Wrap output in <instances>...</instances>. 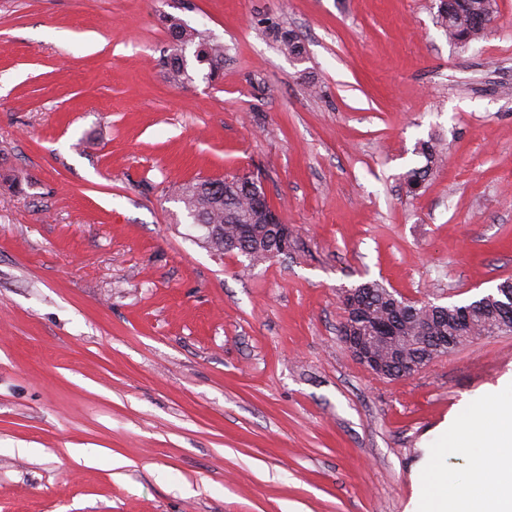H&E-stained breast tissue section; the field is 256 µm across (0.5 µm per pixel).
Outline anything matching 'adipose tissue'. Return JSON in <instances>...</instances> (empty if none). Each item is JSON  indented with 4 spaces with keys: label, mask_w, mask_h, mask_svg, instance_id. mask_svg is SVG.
Returning <instances> with one entry per match:
<instances>
[{
    "label": "adipose tissue",
    "mask_w": 512,
    "mask_h": 512,
    "mask_svg": "<svg viewBox=\"0 0 512 512\" xmlns=\"http://www.w3.org/2000/svg\"><path fill=\"white\" fill-rule=\"evenodd\" d=\"M469 456L473 485L462 492L441 465L449 453ZM420 475L425 488L417 512H512V397L489 403L485 416L441 436Z\"/></svg>",
    "instance_id": "1"
}]
</instances>
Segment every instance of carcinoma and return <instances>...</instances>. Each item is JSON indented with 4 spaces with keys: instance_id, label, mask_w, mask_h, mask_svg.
Here are the masks:
<instances>
[{
    "instance_id": "obj_1",
    "label": "carcinoma",
    "mask_w": 512,
    "mask_h": 512,
    "mask_svg": "<svg viewBox=\"0 0 512 512\" xmlns=\"http://www.w3.org/2000/svg\"><path fill=\"white\" fill-rule=\"evenodd\" d=\"M496 0H440L436 24L448 35V38L465 36L471 40L478 38L482 31L472 27L474 16L484 10L496 11ZM170 34L176 44V52L171 54L167 66L170 78L176 83L191 79L188 72V61L180 57L189 45L194 46L193 57L199 65L209 69L208 77L217 74L224 64V45L206 39L196 30L187 27L178 20L171 21ZM419 153L426 158V165L409 169L403 180L412 192L418 191L430 175L431 164L435 161V150L431 143H420ZM207 181L198 180L181 185L179 198L196 224H218L224 234L231 237L236 234L238 225L252 224L255 226V244H246L238 251L253 262H260L279 255L280 245L271 235V230L264 224L256 223L253 209L254 191L249 183L236 176H231V183L225 185V190L219 194L225 198L216 199L207 192ZM369 297L368 311L356 317L349 316L346 323L351 328L364 335H376L377 325L392 316V310L387 306L386 287L377 281H368L359 284ZM470 310V322L467 330L463 332V339L458 345L478 340L483 336L494 333L495 315L482 311L473 306V303L438 306L431 303L414 305V311L401 315L399 326L406 327L404 335L409 337L408 345L404 348L401 360L395 362V370L400 365L415 359L419 352L425 351L426 339L417 331V326L426 323L431 331L438 336L458 335V325L455 313L459 308Z\"/></svg>"
}]
</instances>
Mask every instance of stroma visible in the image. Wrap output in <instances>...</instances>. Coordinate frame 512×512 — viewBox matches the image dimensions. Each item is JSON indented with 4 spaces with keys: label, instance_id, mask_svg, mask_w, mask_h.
<instances>
[{
    "label": "stroma",
    "instance_id": "stroma-1",
    "mask_svg": "<svg viewBox=\"0 0 512 512\" xmlns=\"http://www.w3.org/2000/svg\"><path fill=\"white\" fill-rule=\"evenodd\" d=\"M438 4L0 0V512H410L433 432L512 393V333L393 380L339 334L366 281L512 278V0L463 46ZM170 17L218 78L169 80ZM239 173L287 253L213 249L177 199ZM419 145L418 153L422 154L426 158L427 162L425 166L411 168L403 175V180L410 189V192H416L423 186L430 175L431 164L435 161L436 153L433 145L428 141L419 142Z\"/></svg>",
    "mask_w": 512,
    "mask_h": 512
}]
</instances>
